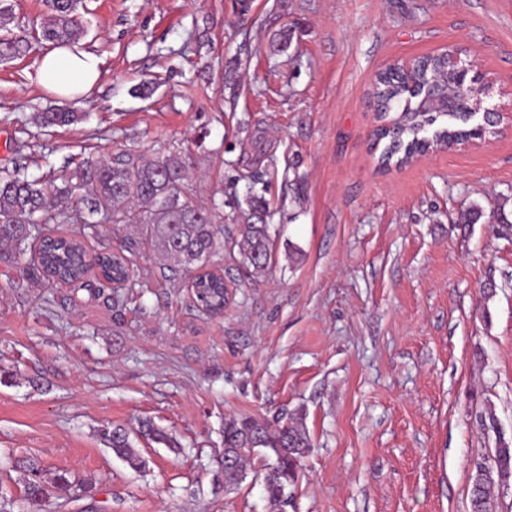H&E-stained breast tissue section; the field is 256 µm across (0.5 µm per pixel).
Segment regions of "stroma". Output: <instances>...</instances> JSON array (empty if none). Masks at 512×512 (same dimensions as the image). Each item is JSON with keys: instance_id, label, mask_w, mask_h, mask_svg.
I'll return each instance as SVG.
<instances>
[{"instance_id": "obj_1", "label": "stroma", "mask_w": 512, "mask_h": 512, "mask_svg": "<svg viewBox=\"0 0 512 512\" xmlns=\"http://www.w3.org/2000/svg\"><path fill=\"white\" fill-rule=\"evenodd\" d=\"M85 2L99 83L77 123L45 128L61 100L35 82L40 51L0 64V171L186 147L191 198L254 187L280 246L255 275L227 239L218 317L144 240L129 252L147 287L121 304L0 274V491L21 496L12 461L32 457L93 482L59 512H270L261 460L225 489L224 421L298 417L313 448L283 512H468L475 461L512 441V240L488 216L512 210V123L383 167L372 93L389 66L455 45L489 82L484 106L512 110V0ZM145 80L157 90L136 95ZM49 231L92 255L133 235ZM146 418L175 446L138 440L137 472L100 431Z\"/></svg>"}]
</instances>
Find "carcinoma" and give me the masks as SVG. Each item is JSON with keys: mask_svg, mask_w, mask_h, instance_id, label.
Returning a JSON list of instances; mask_svg holds the SVG:
<instances>
[{"mask_svg": "<svg viewBox=\"0 0 512 512\" xmlns=\"http://www.w3.org/2000/svg\"><path fill=\"white\" fill-rule=\"evenodd\" d=\"M46 13L39 29L28 35L14 33L8 25L11 7L0 5V62L27 55L32 42L65 45L76 42L85 32L79 20L86 10L84 0H45ZM450 60L442 55H426L414 70L399 69L377 77L374 97L380 125L375 141L383 145L379 163L403 162L427 149H448L462 144L470 130L460 128L467 121L462 112L422 110L418 90L426 85L451 83ZM77 119L67 108L45 112L44 126H65ZM193 168L183 150L158 151L149 159L128 155L109 159L85 158L59 175L30 180L17 173L0 175V263L19 264L28 247H37V260L26 269L30 281H56L79 288L87 286L90 268L79 243L65 236L43 233L49 224H88L101 215L114 224H133L139 235L148 237L169 268L195 273L191 284L198 307L219 314L227 300L224 276L214 272L213 258L224 253L223 204L195 202L186 187ZM242 224L238 232L240 263L261 274L272 259L275 236L264 216L270 202L262 195L246 193L237 200ZM101 279L134 288L128 258L122 253H105L95 258ZM101 438L112 453L133 469L145 466L130 433L114 427L101 430ZM309 434L297 420L272 426L252 417H232L224 423V455L236 460L234 469H224V484L237 486L244 480L245 463L260 457L273 460L277 468L263 464L264 491L274 512L288 499V488L297 480V462L310 449ZM23 471V498L38 502L48 494L69 502L88 490V483L76 481L69 472H47L32 460L16 464ZM512 478V444L499 438L494 451L477 463L471 474L469 512H497L492 493L502 480Z\"/></svg>", "mask_w": 512, "mask_h": 512, "instance_id": "1", "label": "carcinoma"}]
</instances>
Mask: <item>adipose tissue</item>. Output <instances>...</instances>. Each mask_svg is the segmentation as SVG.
<instances>
[{"mask_svg":"<svg viewBox=\"0 0 512 512\" xmlns=\"http://www.w3.org/2000/svg\"><path fill=\"white\" fill-rule=\"evenodd\" d=\"M100 77L99 58L75 46H58L45 53L35 71L39 86L67 101L83 98Z\"/></svg>","mask_w":512,"mask_h":512,"instance_id":"ef3b65f1","label":"adipose tissue"}]
</instances>
